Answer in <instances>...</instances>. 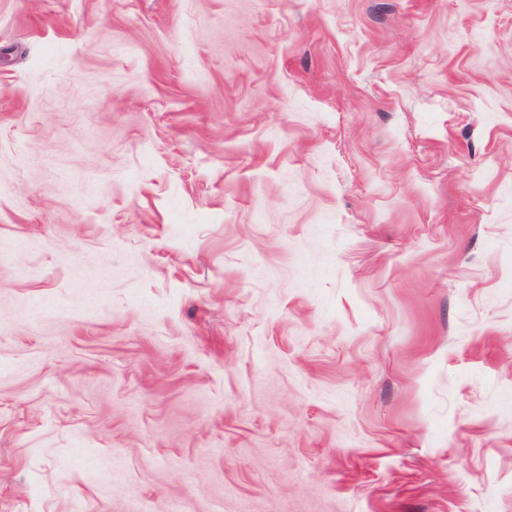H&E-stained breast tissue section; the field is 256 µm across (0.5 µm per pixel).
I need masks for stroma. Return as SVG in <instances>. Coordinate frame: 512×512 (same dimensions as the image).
I'll list each match as a JSON object with an SVG mask.
<instances>
[{
  "mask_svg": "<svg viewBox=\"0 0 512 512\" xmlns=\"http://www.w3.org/2000/svg\"><path fill=\"white\" fill-rule=\"evenodd\" d=\"M512 512V0H0V512Z\"/></svg>",
  "mask_w": 512,
  "mask_h": 512,
  "instance_id": "obj_1",
  "label": "stroma"
}]
</instances>
